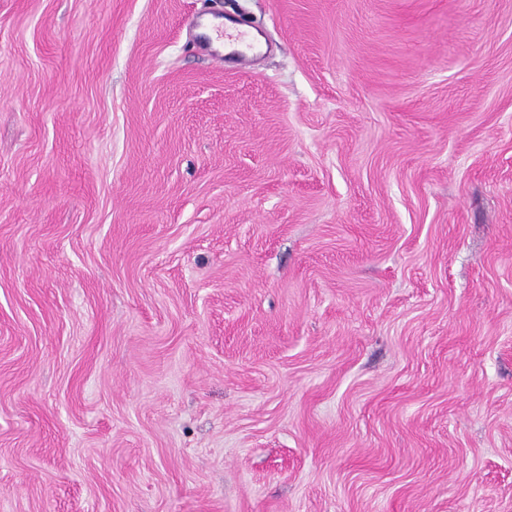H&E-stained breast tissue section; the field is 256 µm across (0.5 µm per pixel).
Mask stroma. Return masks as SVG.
I'll use <instances>...</instances> for the list:
<instances>
[{
	"label": "stroma",
	"instance_id": "obj_1",
	"mask_svg": "<svg viewBox=\"0 0 512 512\" xmlns=\"http://www.w3.org/2000/svg\"><path fill=\"white\" fill-rule=\"evenodd\" d=\"M0 512H512V0H0Z\"/></svg>",
	"mask_w": 512,
	"mask_h": 512
}]
</instances>
